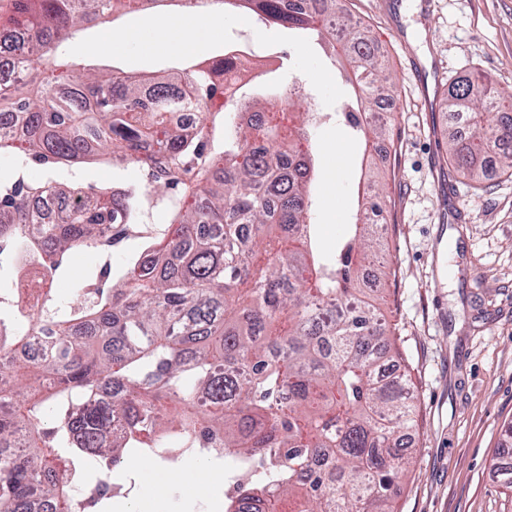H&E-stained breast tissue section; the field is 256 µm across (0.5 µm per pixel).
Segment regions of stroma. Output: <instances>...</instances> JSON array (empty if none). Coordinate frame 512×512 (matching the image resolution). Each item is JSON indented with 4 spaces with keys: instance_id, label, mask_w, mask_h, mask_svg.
Instances as JSON below:
<instances>
[{
    "instance_id": "1",
    "label": "stroma",
    "mask_w": 512,
    "mask_h": 512,
    "mask_svg": "<svg viewBox=\"0 0 512 512\" xmlns=\"http://www.w3.org/2000/svg\"><path fill=\"white\" fill-rule=\"evenodd\" d=\"M349 17L382 46L395 93L389 118L394 151L375 155L385 177L384 218L389 224L377 264L390 273L380 284L383 313L395 325L398 353L385 359L409 374L417 426L408 431L409 476L393 489L397 512H512V175L489 169L481 187L446 156L448 88L473 71L491 74L512 90V0H346ZM155 13H128L109 29L87 26L76 55L60 59L74 77L85 70L163 75L187 58L207 59L229 42L267 58L264 80L247 86L255 96L267 83L288 89L308 80L307 106L339 112L349 100L337 57L313 39L242 12L206 5L194 12L201 33L177 51H146L127 42L146 30ZM319 158L315 221L325 248L357 208L361 144L337 121L314 129ZM348 160L335 173L329 155ZM84 186L135 185L134 164H79ZM231 459L185 472L169 464L157 489L142 465L121 474V496L103 500L102 512H224V477Z\"/></svg>"
}]
</instances>
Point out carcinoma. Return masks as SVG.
Returning a JSON list of instances; mask_svg holds the SVG:
<instances>
[{
    "label": "carcinoma",
    "mask_w": 512,
    "mask_h": 512,
    "mask_svg": "<svg viewBox=\"0 0 512 512\" xmlns=\"http://www.w3.org/2000/svg\"><path fill=\"white\" fill-rule=\"evenodd\" d=\"M15 0L29 15L0 33L15 74L0 79V153L40 165L0 179V267L8 251L40 262L39 293H0V512H88L122 485L115 475L139 449L169 462H238L224 512H391L407 473L400 432L416 424L408 380L383 383L379 354L394 348L389 322L362 297L377 244L374 172L353 224L319 248L313 223L310 127L296 89L264 100L222 128L213 81L224 58L145 79L114 71L80 81L55 74V54L77 28L162 0ZM264 23L317 37L346 60L351 99L341 112L364 148L391 137L363 114L392 96L385 54L365 29H347L342 0H223ZM42 43L29 55L26 30ZM201 114L185 127L174 116ZM512 110L486 76L459 77L448 111L446 154L479 184L488 161L512 172ZM135 162L154 175L150 193L99 189L89 200L64 167L95 159ZM170 227L128 262L84 278L63 299L55 282L87 246L110 256L145 201Z\"/></svg>",
    "instance_id": "cac0c4a2"
}]
</instances>
